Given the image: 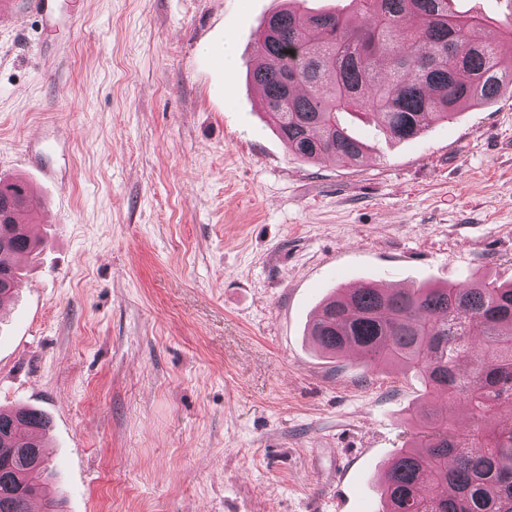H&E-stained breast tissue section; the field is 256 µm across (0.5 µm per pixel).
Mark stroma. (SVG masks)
<instances>
[{"mask_svg": "<svg viewBox=\"0 0 512 512\" xmlns=\"http://www.w3.org/2000/svg\"><path fill=\"white\" fill-rule=\"evenodd\" d=\"M282 5L59 0L47 25L0 0V177L43 204L0 409L49 417L65 512H381L424 384L322 353L314 313L358 282L512 281V91L412 140L353 117L357 164L299 160L249 78Z\"/></svg>", "mask_w": 512, "mask_h": 512, "instance_id": "1", "label": "stroma"}]
</instances>
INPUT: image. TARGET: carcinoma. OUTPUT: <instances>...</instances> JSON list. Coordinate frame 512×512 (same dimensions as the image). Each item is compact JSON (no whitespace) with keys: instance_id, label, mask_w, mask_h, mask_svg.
Here are the masks:
<instances>
[{"instance_id":"1","label":"carcinoma","mask_w":512,"mask_h":512,"mask_svg":"<svg viewBox=\"0 0 512 512\" xmlns=\"http://www.w3.org/2000/svg\"><path fill=\"white\" fill-rule=\"evenodd\" d=\"M286 2L259 30L250 77L268 125L299 159L363 157L344 113L374 115L387 135L410 140L512 86L511 20L502 38L489 39L483 20L451 10V0H351V13L317 14ZM298 85L303 93L290 91ZM19 206L32 215L41 201L26 182L0 178V305L14 292L18 254L39 248L16 234L10 212ZM310 336L331 356L354 348L367 369L399 365L423 380L417 433L380 486L384 512H512V427L497 421L502 407L512 409V284L366 283L326 299ZM438 398L465 403L476 432L454 428ZM49 428L34 409L0 410V512H29L35 498L45 512H63L46 458L31 466L17 457L19 448H42Z\"/></svg>"}]
</instances>
